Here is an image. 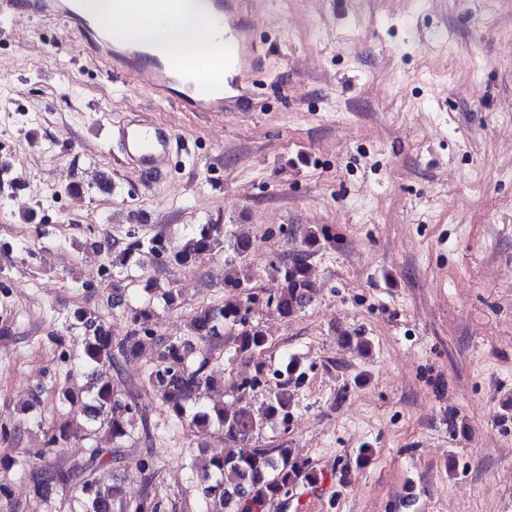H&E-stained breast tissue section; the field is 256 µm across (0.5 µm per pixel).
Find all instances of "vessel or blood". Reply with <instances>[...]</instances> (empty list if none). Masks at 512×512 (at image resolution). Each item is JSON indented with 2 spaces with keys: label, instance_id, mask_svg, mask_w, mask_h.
I'll return each mask as SVG.
<instances>
[{
  "label": "vessel or blood",
  "instance_id": "obj_1",
  "mask_svg": "<svg viewBox=\"0 0 512 512\" xmlns=\"http://www.w3.org/2000/svg\"><path fill=\"white\" fill-rule=\"evenodd\" d=\"M214 24V35L224 45L223 86L204 84L198 73L183 69L170 54L154 44L130 45L110 39L94 18L83 13L80 0H0V16L30 13L57 22L65 32L79 35L89 56L107 62L113 78L136 80L162 99L189 112L247 111L246 78L261 61L260 50L240 0H203ZM110 140L150 184L169 171L173 132L137 114L113 121Z\"/></svg>",
  "mask_w": 512,
  "mask_h": 512
}]
</instances>
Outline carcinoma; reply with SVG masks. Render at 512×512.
Here are the masks:
<instances>
[{"label": "carcinoma", "instance_id": "cac0c4a2", "mask_svg": "<svg viewBox=\"0 0 512 512\" xmlns=\"http://www.w3.org/2000/svg\"><path fill=\"white\" fill-rule=\"evenodd\" d=\"M219 226L202 224L180 239L154 236H130L125 246L112 255V274H120L131 259L141 253L151 254L165 263L191 268L207 256L221 250ZM281 280L278 294L268 300L284 320H291L312 301L316 289L310 267L304 257L283 266H272ZM247 273L224 279V301L202 305L188 322V333L179 337L155 335L150 327L154 306H177L179 295L172 287L164 288L150 276H142V293L137 305L129 307V330L120 339L112 336L111 325L96 313L79 308L69 315L68 330H77L73 342L56 332L50 338L62 348V358L84 367L116 364L121 358L135 357L150 341L157 347V358L145 374L144 384L158 397L183 428L198 436L213 430L224 433L233 443L225 453L212 455L197 468L198 486L206 499L219 502L227 512H258L270 499L286 496L299 483L317 479L307 462L294 455L286 444L271 448L255 445L268 421L279 418L288 424L295 406L290 388L300 384L303 373L295 357L285 360L275 370L274 385L262 399L250 396L261 385L257 377L243 379L229 387L236 394V406L228 411L224 405H200L197 392L203 386L214 388L206 370L211 362L209 348L197 342H212L231 337L237 354L262 353L269 343L266 331L252 320L251 305L258 297ZM81 409L85 421L66 418L47 427L44 432L47 451L62 453L72 441L85 442L84 453L66 463L30 470L29 481L35 495L46 500L55 492L70 495V512H161V501L148 493L131 500L121 486L104 487L96 480L97 471L112 464L124 447L135 422H140L145 440L151 439L147 415L137 401L119 393L112 380L93 378L90 386L78 389L62 385L57 392V410ZM112 439V446L96 443L100 431Z\"/></svg>", "mask_w": 512, "mask_h": 512}]
</instances>
